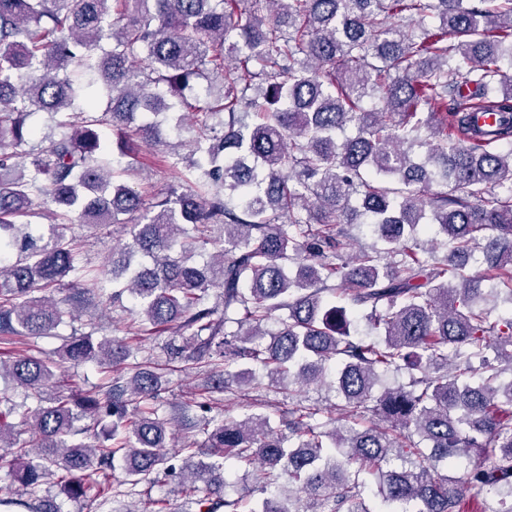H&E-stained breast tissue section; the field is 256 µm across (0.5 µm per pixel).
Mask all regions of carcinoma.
<instances>
[{
    "instance_id": "obj_1",
    "label": "carcinoma",
    "mask_w": 512,
    "mask_h": 512,
    "mask_svg": "<svg viewBox=\"0 0 512 512\" xmlns=\"http://www.w3.org/2000/svg\"><path fill=\"white\" fill-rule=\"evenodd\" d=\"M266 3L0 0V337L21 345L0 379L23 392L0 389V465L17 484L0 512H61L48 481L90 508L167 480L182 512H462L471 491L512 512V314L490 306L512 303V0ZM40 112L54 130L29 157ZM187 115L186 156L162 125ZM144 142L184 177L150 204L127 182ZM39 197L56 225L125 226L109 275L24 220ZM345 224L380 246L356 247ZM430 225L441 259L420 239ZM125 294L136 342L98 337L92 315L32 353ZM169 331L141 356L137 339ZM63 363L107 386L60 390ZM180 364L206 374L196 422L187 406L160 412ZM331 364L339 415L359 428L327 430L301 402L283 431L213 412L232 385L322 384ZM84 419L104 424L96 446ZM461 455V476L442 472ZM229 461L261 507L223 493Z\"/></svg>"
}]
</instances>
